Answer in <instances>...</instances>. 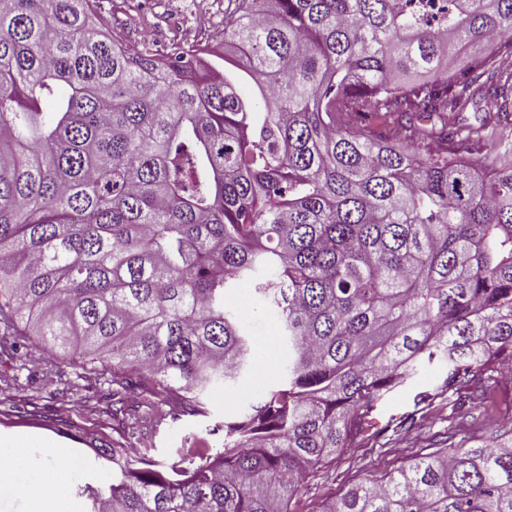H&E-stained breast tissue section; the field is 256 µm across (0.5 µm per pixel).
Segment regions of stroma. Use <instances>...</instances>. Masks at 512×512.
<instances>
[{
  "label": "stroma",
  "instance_id": "stroma-1",
  "mask_svg": "<svg viewBox=\"0 0 512 512\" xmlns=\"http://www.w3.org/2000/svg\"><path fill=\"white\" fill-rule=\"evenodd\" d=\"M226 0H99L97 24L107 31L128 32L132 41H142L146 34L156 36L158 47L174 43L211 41L224 27ZM227 306L238 311L245 326L260 343L256 380L227 392L221 389L208 395L209 418L186 417L156 427L148 439L155 457L166 462L177 449L194 443L219 450L221 436L210 434L212 422L237 414L260 386L274 382L283 348H271L278 334L272 313L248 290L238 289L225 299ZM24 366L15 384H0V466L16 465L17 483L0 487V512H33L29 498L20 491L22 485L36 482L47 460L46 452L60 450L67 460L69 484L85 481L104 482L108 473L94 465L91 443L97 442L110 428L97 411L95 399L75 386L62 389V380H74L82 367L81 359L65 353H51L38 338L27 342ZM441 366L424 368L419 375L392 393L378 407L380 423L411 411L415 396L432 389L442 378ZM442 419L431 426L392 436L382 450L366 453L355 449L323 468L319 477L303 486L298 495V512H320L322 505L340 495L351 485L365 479L370 471L385 472L396 468L428 444L431 431L443 428Z\"/></svg>",
  "mask_w": 512,
  "mask_h": 512
}]
</instances>
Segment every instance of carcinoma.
I'll list each match as a JSON object with an SVG mask.
<instances>
[{
  "mask_svg": "<svg viewBox=\"0 0 512 512\" xmlns=\"http://www.w3.org/2000/svg\"><path fill=\"white\" fill-rule=\"evenodd\" d=\"M209 42L139 50L96 0H0V350L36 336L84 360L118 429L206 417L256 366L225 296L277 317L280 378L173 462L93 448L81 512H293L350 448L512 388V0H231ZM252 85L246 96L242 87ZM50 100L47 112L41 103ZM484 100L496 125L448 121ZM366 104L499 166L424 158L342 116ZM112 360V373L95 361ZM446 372L379 425L425 366ZM429 452L321 512H512V428ZM491 148V141L487 138H474L464 142V144L460 146L457 151L448 145V159L451 157L460 156H466L470 158H483L485 159L486 164L491 167L490 160L487 157L490 155Z\"/></svg>",
  "mask_w": 512,
  "mask_h": 512,
  "instance_id": "1",
  "label": "carcinoma"
}]
</instances>
